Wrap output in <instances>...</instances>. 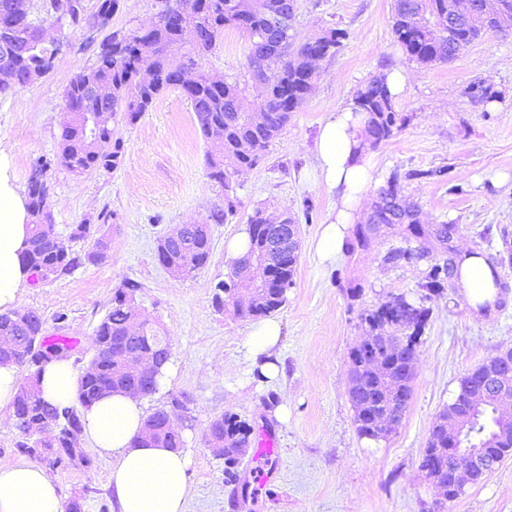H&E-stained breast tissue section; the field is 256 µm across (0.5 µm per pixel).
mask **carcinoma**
<instances>
[{"mask_svg":"<svg viewBox=\"0 0 512 512\" xmlns=\"http://www.w3.org/2000/svg\"><path fill=\"white\" fill-rule=\"evenodd\" d=\"M18 0H0V71L10 72L14 80L0 82V94L28 87L32 73L46 77L55 60L69 44L67 31H81L95 42V34L103 32L119 9V0H74L70 14H55L44 6L40 20L17 11ZM171 17L157 14L149 27H133L105 35L100 45L112 46V54L97 55L95 64L81 68L63 92L65 117L61 122L58 159L68 169L84 172H111L120 164L122 141L116 127L132 124L148 111L158 95L177 89L193 106L200 132L206 138L222 132L219 152L207 156V176L230 191L231 179L243 169H251L264 159L269 147L277 140L299 109L315 79L309 54L318 51L331 57L339 47L343 33L336 29L325 31L315 39H297L296 33L273 28L270 19L285 14V0H163ZM506 8V18L489 17L479 23L466 25L455 32L463 44L448 48V0H394L393 32L406 53L419 64H446L462 51L487 35L512 29V0H499ZM234 28L245 36L246 59L266 64L267 81L256 85L248 74L226 77L221 85L212 83L203 61L223 39L224 30ZM194 73L189 82L182 81L185 70ZM106 86L110 96L102 98L95 88ZM470 96L483 104L500 99V92L478 81L470 86ZM359 109L367 113L366 134L369 145L376 146L389 139L399 129L404 118L395 109L394 97L386 83V74H377L359 87L354 95ZM32 217V233L25 251L27 265L36 278L46 281L81 264L85 259L101 263L108 255L110 239L105 232L90 231L78 225L70 239H87L89 250L84 255L73 252L69 242L56 235L52 228L49 190L43 181L30 180L27 188ZM235 211L230 196L224 206L210 210L201 224H184L178 239L163 237L157 253L158 261H170L191 276L204 269L211 255L212 224H222ZM273 218L255 209L248 218L247 233L250 248L247 261L266 245H277L272 233ZM362 223L374 233L382 224H406L417 238L432 234L445 241L448 225L433 230L419 223L418 206L401 199L398 175H392L387 186L380 189L370 209L363 214ZM425 257L422 250L400 249L389 259L414 264ZM448 261L436 259L425 273L420 288L425 295L443 292L448 282ZM139 285L127 281L116 289L112 305L95 331V341L109 347L110 355L95 360V369L81 372L79 377L80 405L84 408L107 394L130 388L148 396L157 391V378L170 359L169 337L159 328L141 324V332L131 333L138 313L131 305ZM214 303L224 306L225 299L233 300L239 314L248 318L267 317L282 308L287 289L253 290V285L239 283L231 289L225 281L215 286ZM428 309L415 305L405 297L392 301L364 314L373 332L372 350L385 373L360 369L350 363L352 382L350 398L354 410L372 412L387 410L391 400L406 402L412 394L413 370L409 366L416 353L418 339L428 321ZM0 336L11 342L8 349L0 348V360L14 362L32 369L30 380L20 385L13 401L15 426L22 435L20 452L55 466L62 462L58 449L79 447L82 433L80 412L74 406L57 408L46 402L39 389V373L56 358L57 345L47 344L45 321L34 311L24 318L13 311L0 314ZM140 352V369L130 371L124 363L125 354ZM481 367L464 373L458 379L454 401L437 416L427 448L418 470L433 484L448 485V464H436L428 452L437 450L436 442L448 440L444 429L448 414L465 412L467 396L480 387ZM494 395L485 400V407L471 422L466 443L486 445L493 419ZM145 423L152 428L149 436H138L142 444L178 449L181 435L165 409L147 416ZM251 426L235 416L212 421L207 436L224 441V480L236 485L240 480V462L236 455L250 441ZM494 460L512 457V438L501 437L488 448Z\"/></svg>","mask_w":512,"mask_h":512,"instance_id":"cac0c4a2","label":"carcinoma"}]
</instances>
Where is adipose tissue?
Here are the masks:
<instances>
[{
	"mask_svg": "<svg viewBox=\"0 0 512 512\" xmlns=\"http://www.w3.org/2000/svg\"><path fill=\"white\" fill-rule=\"evenodd\" d=\"M366 119L354 106L333 112L323 122L314 151V168L336 194V214L325 224L316 245L322 261L334 262L346 247L345 229L367 203L374 155L364 136ZM28 200L15 182L12 160L0 151V313L17 309L28 286L24 261L30 230ZM490 271L483 260L464 258L458 282L470 305L495 302ZM278 320L257 323L246 343L248 358L267 381L281 374L274 349L280 341ZM79 375L70 361L56 359L40 375L43 398L54 405H74ZM83 432L94 450L111 461L110 485L118 512H184L191 457L183 451L146 447L136 436L145 413L140 400L108 395L84 409ZM0 512H64L55 480L37 464L0 466Z\"/></svg>",
	"mask_w": 512,
	"mask_h": 512,
	"instance_id": "obj_1",
	"label": "adipose tissue"
}]
</instances>
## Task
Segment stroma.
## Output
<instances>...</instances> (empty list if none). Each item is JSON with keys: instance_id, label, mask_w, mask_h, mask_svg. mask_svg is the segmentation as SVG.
Wrapping results in <instances>:
<instances>
[{"instance_id": "1", "label": "stroma", "mask_w": 512, "mask_h": 512, "mask_svg": "<svg viewBox=\"0 0 512 512\" xmlns=\"http://www.w3.org/2000/svg\"><path fill=\"white\" fill-rule=\"evenodd\" d=\"M393 0H297L299 37L336 28L346 34L334 56L319 64L305 104L253 169L234 179V216L210 227L211 256L198 273L174 278L156 259L159 237L179 224H197L223 204L224 190L207 176L206 141L190 103L175 90L162 93L132 125L117 129L124 156L109 173L80 174L56 164L63 117L62 92L77 71L95 60V46L79 32L46 78L0 96V150L9 154L19 186L38 161L49 159L53 228L68 237L81 224L105 228L111 238L105 261L82 263L25 289L21 307L40 314L47 330L78 338L69 360L83 369L93 353L95 331L123 282H137L133 305L170 339L174 373L161 391L146 397L145 413L167 407L184 393L191 402L182 431L190 454L186 512H432L436 489L421 478L419 460L439 412L457 394V379L498 352L512 349V34L491 35L448 64L409 59L392 32ZM245 39L226 29L206 60L210 73L245 70ZM411 74L394 100L406 122L374 150L368 188L376 199L392 174H401L402 195L418 204L425 224L449 228L447 244L424 241L403 226L381 229L368 249L355 234L332 264L320 263L314 246L336 198L313 168L321 122L354 97L383 68ZM501 91L496 103H474L471 83ZM444 167L448 179L425 178ZM288 214L300 227L301 249L286 304L274 317L282 336L276 355L283 373L258 382L242 347L253 326L233 303L216 308L214 286L234 263L224 242L245 228L255 209ZM428 251L456 262L479 249L495 263L501 291L492 312L473 317L456 282L425 305L429 320L417 347L412 395L405 418L390 436L370 440L357 432L349 397L348 353L368 333L363 312L396 296L417 300L427 260L390 261L399 249ZM361 288L351 299V288ZM67 320L56 324L55 316ZM227 414L253 431L268 430L277 452L268 462L274 479L241 489L224 482V462L207 446L211 421ZM90 466L55 467L49 474L63 500L79 499L83 512H117L108 487L110 462L89 441ZM447 512H512V458L481 483L467 486Z\"/></svg>"}]
</instances>
